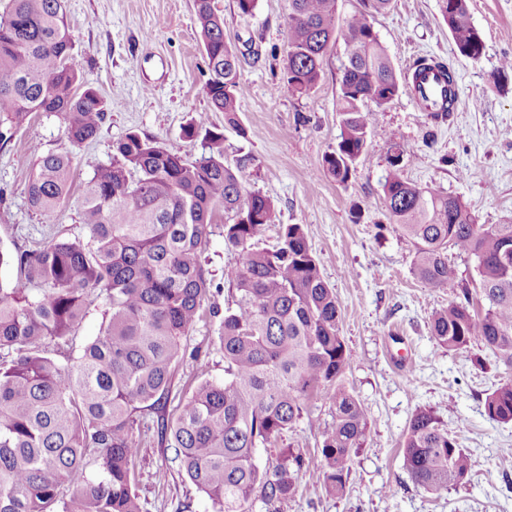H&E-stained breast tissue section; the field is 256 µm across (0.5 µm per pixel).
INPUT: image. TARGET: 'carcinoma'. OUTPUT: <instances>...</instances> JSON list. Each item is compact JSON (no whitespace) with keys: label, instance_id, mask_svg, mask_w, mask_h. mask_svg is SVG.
Here are the masks:
<instances>
[{"label":"carcinoma","instance_id":"carcinoma-1","mask_svg":"<svg viewBox=\"0 0 512 512\" xmlns=\"http://www.w3.org/2000/svg\"><path fill=\"white\" fill-rule=\"evenodd\" d=\"M338 0H288V44L277 88L304 94L320 80L328 50L342 42L336 149L320 169L349 180L373 134L365 103L388 105L407 88L369 17L391 0H360L341 18ZM208 62L205 90L231 123L237 112L239 52L224 42V17L212 0H194ZM441 16L465 57L484 53L467 0H439ZM65 0H10L0 14V144L36 112H54L68 141L93 139L108 105L73 62ZM205 133V153L190 161L166 145L129 133L113 146L112 163L84 188L86 241L51 239L14 256L15 285L0 282V512H142L133 491L141 439L156 433L174 450L189 480L214 512H253L295 495L306 466L300 449L279 446L285 431L318 402L331 424L321 448L322 487L346 492L368 419L343 384L348 354L336 293L324 280L301 224H282L272 248L260 242L275 223L273 202L249 191L224 157V135L203 117L183 129ZM72 156L49 152L28 181V204L51 213L70 193ZM384 215L413 247V271L428 287L457 292L448 249L474 261L475 291L431 317L435 344L450 352H487L502 382L484 400L487 417L512 422V223L481 224L459 197L422 188L387 159ZM224 212V243L240 259L224 269L234 290L219 318L224 384L198 382L167 411L182 340L201 318L211 280L202 254L213 218ZM38 284L32 291L28 285ZM106 295L107 319L80 354L59 362L49 345L69 342L91 297ZM260 448L270 449L265 464ZM414 483L441 492L468 481L472 461L456 436L429 410L410 419L402 444Z\"/></svg>","mask_w":512,"mask_h":512}]
</instances>
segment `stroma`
Returning a JSON list of instances; mask_svg holds the SVG:
<instances>
[{"mask_svg":"<svg viewBox=\"0 0 512 512\" xmlns=\"http://www.w3.org/2000/svg\"><path fill=\"white\" fill-rule=\"evenodd\" d=\"M73 57L85 83L110 109L96 137L71 146L53 113L31 118L0 147V250L9 254L40 246L46 239L83 240V190L97 167L110 164L114 144L135 131L166 144L187 159L200 142L182 139L184 126L207 115L224 134V155H251L240 172L243 185L275 205L277 221L262 244L277 242L280 225H303L308 242L341 310V333L349 353L347 388L361 402L368 431L352 466L344 497L320 485L319 448L331 421L318 403L283 442L302 449L309 467L293 498L276 512H512V423L488 419L484 399L501 382L494 367L475 368L463 354L438 348L429 332L432 313L448 292L427 288L413 272L411 246L393 231L378 232L387 158L400 154L405 178L460 197L480 223L512 221V0H468L485 49L479 60L459 54L438 0H392L371 23L397 73L419 58L443 62L457 82L460 105L447 119L421 112L400 92L374 113L376 133L351 178L338 183L320 171L324 154L340 138L336 110L341 48L323 63L320 81L308 93L278 89L288 42L287 0H258L253 14H240L235 0H214L224 17V39L242 54L237 125L213 111L204 86L207 59L194 0H65ZM71 151L72 186L54 212L27 202L26 185L37 159ZM239 255L214 224L203 254L214 281L205 309H224L231 300L225 267ZM108 310L97 296L66 345L50 350L64 360L79 354L98 335ZM219 321L207 314L183 340L201 349V360H180L173 393L187 395L206 375L224 380L217 349ZM428 409L455 432L471 455L468 482L429 493L403 465L401 443L410 418ZM172 449L147 437L137 459L134 490L143 512H213L211 501L180 471Z\"/></svg>","mask_w":512,"mask_h":512,"instance_id":"1","label":"stroma"}]
</instances>
